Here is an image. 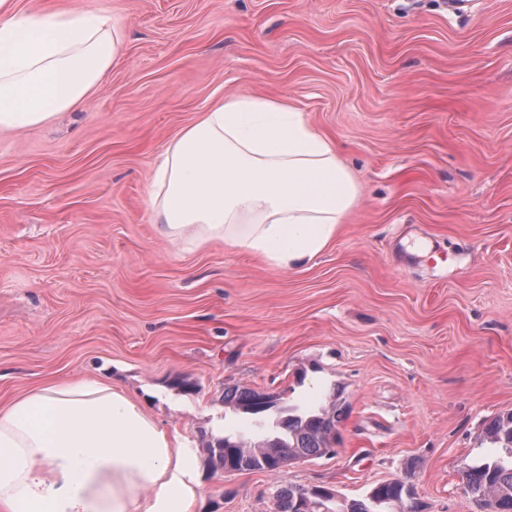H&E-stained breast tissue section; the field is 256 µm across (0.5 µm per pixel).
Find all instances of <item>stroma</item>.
<instances>
[{"label":"stroma","mask_w":512,"mask_h":512,"mask_svg":"<svg viewBox=\"0 0 512 512\" xmlns=\"http://www.w3.org/2000/svg\"><path fill=\"white\" fill-rule=\"evenodd\" d=\"M107 11L124 35L76 111L0 132V406L106 377L192 449V512H274L277 485L331 506L411 485L419 512H483L462 473L512 412V0H18ZM287 96L359 185L347 224L291 269L163 236L170 138L226 95ZM189 380L190 391L177 387ZM343 405L334 453L277 476L215 473L201 439ZM259 391L250 388H233L224 392V403L243 410L244 413L252 415H263L270 411L275 402L266 408H259L258 404Z\"/></svg>","instance_id":"1"}]
</instances>
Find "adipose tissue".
I'll return each mask as SVG.
<instances>
[{
	"instance_id": "ef3b65f1",
	"label": "adipose tissue",
	"mask_w": 512,
	"mask_h": 512,
	"mask_svg": "<svg viewBox=\"0 0 512 512\" xmlns=\"http://www.w3.org/2000/svg\"><path fill=\"white\" fill-rule=\"evenodd\" d=\"M122 43L108 12L29 19L0 0V131L80 109ZM358 195L291 99L232 95L167 143L150 200L172 240L289 269L325 250ZM200 494L188 447L109 379L49 382L0 408V512H191Z\"/></svg>"
}]
</instances>
